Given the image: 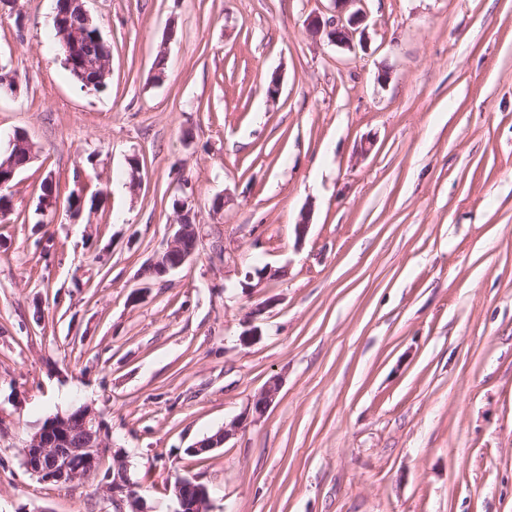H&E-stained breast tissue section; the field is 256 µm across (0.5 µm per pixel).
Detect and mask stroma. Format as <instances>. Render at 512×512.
Segmentation results:
<instances>
[{
	"instance_id": "35a3bbf8",
	"label": "stroma",
	"mask_w": 512,
	"mask_h": 512,
	"mask_svg": "<svg viewBox=\"0 0 512 512\" xmlns=\"http://www.w3.org/2000/svg\"><path fill=\"white\" fill-rule=\"evenodd\" d=\"M86 7L102 93L50 43L56 0L0 9V155L35 145L0 214V512H113L100 476L22 464L83 406L154 512L180 476L210 512H512V0H362V48L310 29L332 0ZM185 180L196 254L149 281ZM279 388V378L273 377L267 382V384L262 388V390L252 401L251 408L258 404L259 411L256 412L254 416L252 415L253 418L250 422H256L263 416L268 406L273 402V400L277 396ZM249 415L250 409L248 410V413H246V417L244 419L242 418L238 422H233L229 426H224L223 429L219 430L212 437H206L203 440L196 442L189 448L188 453L198 456L222 447L228 440L237 434L239 429L244 426V423L249 419Z\"/></svg>"
}]
</instances>
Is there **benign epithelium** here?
I'll return each mask as SVG.
<instances>
[{"label":"benign epithelium","instance_id":"1","mask_svg":"<svg viewBox=\"0 0 512 512\" xmlns=\"http://www.w3.org/2000/svg\"><path fill=\"white\" fill-rule=\"evenodd\" d=\"M334 14L331 19L322 21L315 17L311 20V28L325 29L332 44L350 45L359 32V26L365 16L361 11L348 12L350 5L358 0H333ZM54 26L66 29L70 33L68 40L62 42L65 52L64 63L76 67L80 72L88 74L105 70V75L111 74V66H103L96 46L102 44V35H96L90 41L78 27L70 26L69 13L55 10ZM175 232L166 249L158 254L151 264L162 262V258L171 257L173 261L162 262L163 274L182 267L195 254L196 248L185 247L184 242L189 235H198L197 225L183 221L174 225ZM280 388L279 378L270 379L253 399L252 405L259 406L252 421H257L273 402ZM247 419H240L219 430L214 436L206 437L193 444L188 453L201 455L222 447L237 434ZM106 428L98 414L83 407L76 415L58 414L48 419L31 433L24 443L23 466L30 474L46 483L74 484L92 475L98 474L105 456L111 452L105 440ZM193 482L191 478H181L174 483L171 492L178 508L174 512H209L210 497L208 488L201 484L197 487L194 497L185 493L186 483ZM102 490L112 502L115 512H151L146 502L138 492V486L131 481L127 470L121 463H116L104 478Z\"/></svg>","mask_w":512,"mask_h":512}]
</instances>
